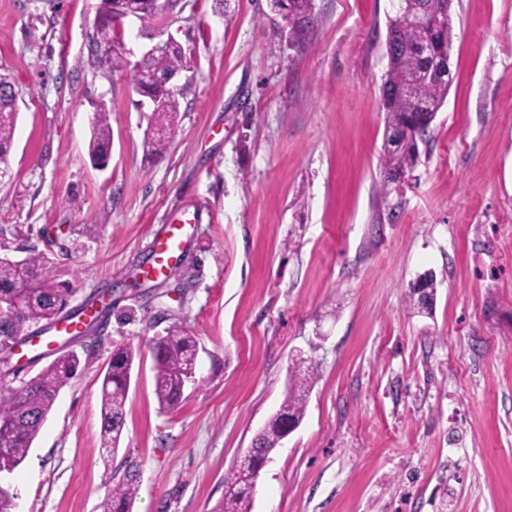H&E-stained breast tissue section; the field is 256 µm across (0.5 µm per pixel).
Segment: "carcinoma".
Returning <instances> with one entry per match:
<instances>
[{
  "instance_id": "obj_1",
  "label": "carcinoma",
  "mask_w": 512,
  "mask_h": 512,
  "mask_svg": "<svg viewBox=\"0 0 512 512\" xmlns=\"http://www.w3.org/2000/svg\"><path fill=\"white\" fill-rule=\"evenodd\" d=\"M139 13L153 16L158 0H100L96 35L90 48L92 64L111 69L129 67L135 85L151 105L153 132L146 141V152L154 156L165 152L177 132L178 101L172 78L185 67L186 55L178 42L160 47L146 61L144 69L120 51L119 19L129 3ZM271 7L292 23L295 34L310 28L314 0H269ZM448 0H405L390 18L388 31L396 47L388 58L382 90L385 111L383 148L386 179L383 194L416 164L418 141L423 139L437 112L444 104L452 80L448 79V46L452 30L443 21ZM9 78L0 74V162L10 154L18 119L16 97ZM112 147L109 113L102 105L91 117L88 155L96 166L107 164ZM71 289L56 281L42 253L29 250L20 260L0 256L1 346L8 341H29L50 330L63 319H79L83 310L63 314ZM435 295L433 276L426 274L413 288L409 302L420 309L428 307ZM155 371V395L161 407L172 409L182 399L185 383L196 369V340L186 329L174 323L149 346ZM135 354L131 347H119L110 358L101 386L102 444L108 450L118 448L125 426L131 372ZM80 364L78 355L66 352L51 361L36 376L19 387L8 384L19 367L0 362V464L15 470L27 457L59 390L74 376ZM314 379V370L295 368L288 395L231 476L226 480L224 502L215 512H251L252 488L243 476L266 462L284 437L286 421L298 424L304 416V396ZM138 472L127 469L122 477H109V490L101 502V512H132Z\"/></svg>"
}]
</instances>
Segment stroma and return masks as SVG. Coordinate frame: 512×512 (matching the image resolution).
Returning a JSON list of instances; mask_svg holds the SVG:
<instances>
[{
    "mask_svg": "<svg viewBox=\"0 0 512 512\" xmlns=\"http://www.w3.org/2000/svg\"><path fill=\"white\" fill-rule=\"evenodd\" d=\"M128 18L126 56L158 35L186 52L179 126L148 157L129 71L91 66L98 0H0V73L18 94L0 253L33 248L69 310L110 312L76 337V376L26 459L0 478L12 512H101L137 465L133 512H215L224 479L315 371L252 512H512V0H453L455 75L419 157L380 183L391 0H314L303 39L269 0H159ZM104 105L106 168L87 154ZM184 230L171 270L148 262ZM433 274L430 313L407 296ZM197 340L175 408L154 395L150 340ZM139 349L118 449L102 445L100 373Z\"/></svg>",
    "mask_w": 512,
    "mask_h": 512,
    "instance_id": "obj_1",
    "label": "stroma"
}]
</instances>
